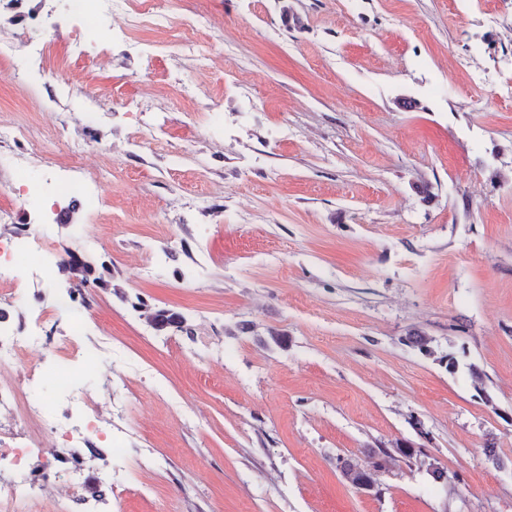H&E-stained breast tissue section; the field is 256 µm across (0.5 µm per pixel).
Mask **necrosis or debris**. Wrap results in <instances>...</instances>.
<instances>
[{
    "label": "necrosis or debris",
    "mask_w": 512,
    "mask_h": 512,
    "mask_svg": "<svg viewBox=\"0 0 512 512\" xmlns=\"http://www.w3.org/2000/svg\"><path fill=\"white\" fill-rule=\"evenodd\" d=\"M80 23L91 22L97 28H111L113 22L124 27H153L166 20L167 15L157 0H75ZM210 19L199 12L182 17L179 28L183 33L182 46L201 65H208L220 52L222 42L212 35ZM102 172L80 170L77 178L63 179L55 171L42 174L39 181L23 180L19 187L22 205L33 206L54 194L66 197L69 203L90 212L104 205L98 188ZM0 273L15 284L33 282L53 286L78 257L77 252L56 240L37 236L30 225H14L11 210L0 208ZM100 304L99 295L84 284H77L71 293L59 296L52 309L40 301L30 305L33 325L28 331L19 330L9 312L0 309V365L8 363L13 373L0 380V416L29 426L36 436L37 446H16L15 435L0 430V449L12 451V467L8 478L0 479V512H34L54 484V470L69 465L72 486H79L80 464L88 453L104 448L107 457L122 455L123 450L113 436V420L105 416L101 406L84 387L87 365L95 350L82 342L87 317ZM69 321L67 352H60L51 322L59 317ZM51 380L59 398L52 404L32 397V389ZM40 457L38 470H31V457Z\"/></svg>",
    "instance_id": "necrosis-or-debris-1"
}]
</instances>
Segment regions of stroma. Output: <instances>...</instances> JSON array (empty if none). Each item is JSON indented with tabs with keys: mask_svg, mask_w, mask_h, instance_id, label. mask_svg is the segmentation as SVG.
Segmentation results:
<instances>
[{
	"mask_svg": "<svg viewBox=\"0 0 512 512\" xmlns=\"http://www.w3.org/2000/svg\"><path fill=\"white\" fill-rule=\"evenodd\" d=\"M165 3L170 26L77 57L68 0H23L0 59V125L26 131L0 145L16 223L20 172L78 150L106 171L105 207L49 229L103 280L86 343L120 352L85 386L128 410L125 457L85 459L83 494L108 512H512V0ZM196 9L225 45L206 68L174 26ZM159 309L183 328L156 331ZM400 444L418 453L378 490L343 478L338 459Z\"/></svg>",
	"mask_w": 512,
	"mask_h": 512,
	"instance_id": "stroma-1",
	"label": "stroma"
}]
</instances>
